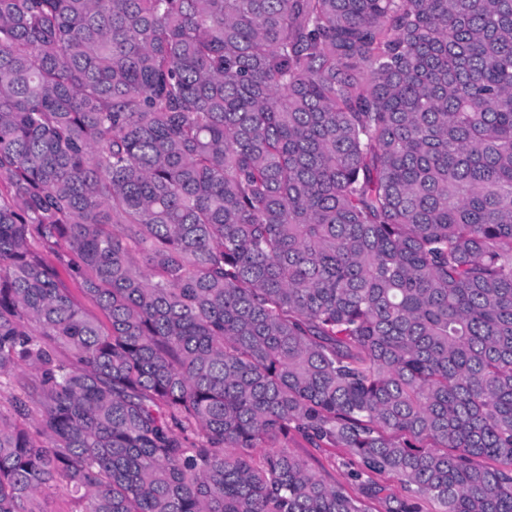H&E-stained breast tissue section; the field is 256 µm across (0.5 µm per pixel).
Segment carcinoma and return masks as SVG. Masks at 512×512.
<instances>
[{"label":"carcinoma","mask_w":512,"mask_h":512,"mask_svg":"<svg viewBox=\"0 0 512 512\" xmlns=\"http://www.w3.org/2000/svg\"><path fill=\"white\" fill-rule=\"evenodd\" d=\"M2 376L0 512H512V0H0ZM288 451L307 459L319 468L332 483L341 484L355 495L362 497L361 482L351 478L350 473L357 469L345 448H311L299 435L288 436ZM376 482L383 488L379 498L369 499L373 512H385L384 499L393 497H402L405 495L401 485L388 476H375ZM73 507L71 493L66 487H56L45 495L47 512H71Z\"/></svg>","instance_id":"1"}]
</instances>
